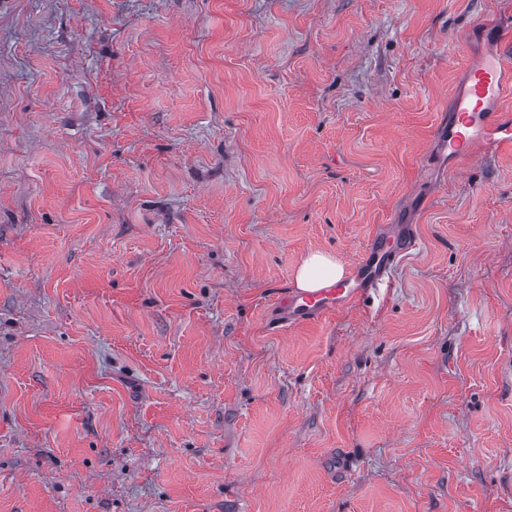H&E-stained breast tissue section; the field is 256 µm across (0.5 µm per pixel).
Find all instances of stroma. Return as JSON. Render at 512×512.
I'll return each mask as SVG.
<instances>
[{
    "label": "stroma",
    "instance_id": "stroma-1",
    "mask_svg": "<svg viewBox=\"0 0 512 512\" xmlns=\"http://www.w3.org/2000/svg\"><path fill=\"white\" fill-rule=\"evenodd\" d=\"M506 8L0 0V512H512V152L437 141ZM398 240L399 243L385 246L372 242L362 259L342 281L339 280L344 276V268L335 257L322 252L308 254L295 274L296 286L306 292H294L283 302L286 320L290 323L315 320L350 304L364 292L379 288L384 274L400 253L415 246L414 238Z\"/></svg>",
    "mask_w": 512,
    "mask_h": 512
}]
</instances>
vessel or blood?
<instances>
[{"label":"vessel or blood","instance_id":"b4317fda","mask_svg":"<svg viewBox=\"0 0 512 512\" xmlns=\"http://www.w3.org/2000/svg\"><path fill=\"white\" fill-rule=\"evenodd\" d=\"M510 96L512 81L507 78L502 53L491 54L468 68L448 122L438 131L441 148L450 160L472 157L473 148L479 143L494 151L512 149V114L502 109L504 100ZM414 244L411 237L385 246L370 244L344 280L288 297L283 303L287 321L300 323L320 318L379 287L400 253Z\"/></svg>","mask_w":512,"mask_h":512}]
</instances>
